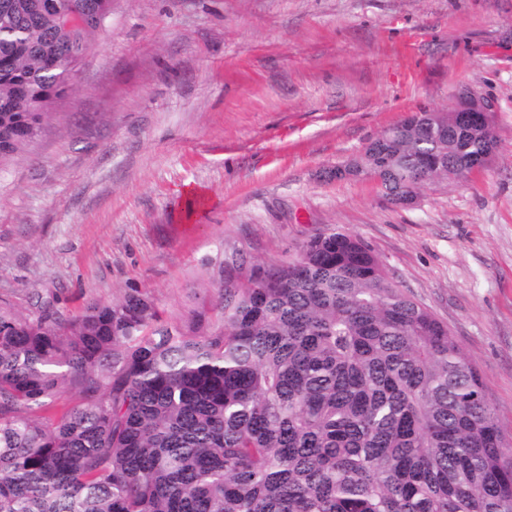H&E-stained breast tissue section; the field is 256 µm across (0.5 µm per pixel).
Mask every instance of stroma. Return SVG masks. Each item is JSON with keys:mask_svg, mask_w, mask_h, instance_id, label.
<instances>
[{"mask_svg": "<svg viewBox=\"0 0 512 512\" xmlns=\"http://www.w3.org/2000/svg\"><path fill=\"white\" fill-rule=\"evenodd\" d=\"M462 88L486 168L409 206L328 178ZM56 112L0 171V299L71 316L136 289L184 323L337 229L447 325L512 441V0H113Z\"/></svg>", "mask_w": 512, "mask_h": 512, "instance_id": "stroma-1", "label": "stroma"}]
</instances>
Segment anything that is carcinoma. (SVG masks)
<instances>
[{
    "mask_svg": "<svg viewBox=\"0 0 512 512\" xmlns=\"http://www.w3.org/2000/svg\"><path fill=\"white\" fill-rule=\"evenodd\" d=\"M21 2L0 11V168L112 15ZM496 147L399 121L369 143L372 175L450 180ZM215 293L217 319L185 324L138 291L67 318L0 305V512H512V444L476 367L359 238L330 230Z\"/></svg>",
    "mask_w": 512,
    "mask_h": 512,
    "instance_id": "obj_1",
    "label": "carcinoma"
}]
</instances>
